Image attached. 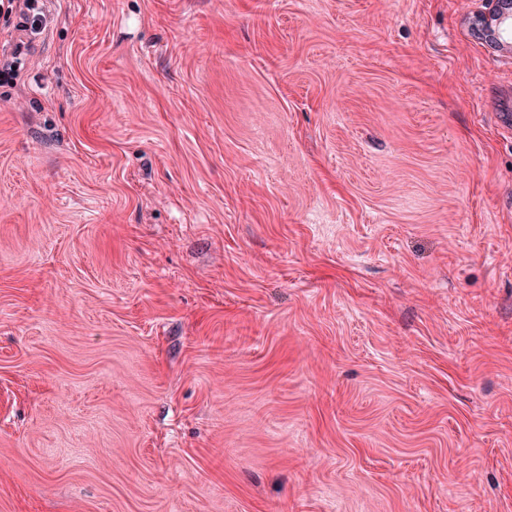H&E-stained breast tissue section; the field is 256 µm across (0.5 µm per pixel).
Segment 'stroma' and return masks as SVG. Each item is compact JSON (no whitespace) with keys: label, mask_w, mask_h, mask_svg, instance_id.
Wrapping results in <instances>:
<instances>
[{"label":"stroma","mask_w":512,"mask_h":512,"mask_svg":"<svg viewBox=\"0 0 512 512\" xmlns=\"http://www.w3.org/2000/svg\"><path fill=\"white\" fill-rule=\"evenodd\" d=\"M0 14V512H512L498 0ZM28 51L29 45L23 41L15 44L10 57L0 58V75L16 78L24 60L30 55Z\"/></svg>","instance_id":"obj_1"}]
</instances>
